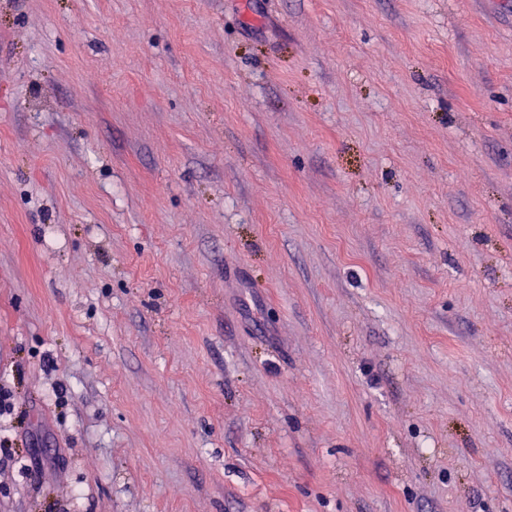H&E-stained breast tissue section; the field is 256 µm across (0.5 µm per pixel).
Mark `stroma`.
<instances>
[{
  "label": "stroma",
  "mask_w": 512,
  "mask_h": 512,
  "mask_svg": "<svg viewBox=\"0 0 512 512\" xmlns=\"http://www.w3.org/2000/svg\"><path fill=\"white\" fill-rule=\"evenodd\" d=\"M0 512H512V0H0Z\"/></svg>",
  "instance_id": "35a3bbf8"
}]
</instances>
